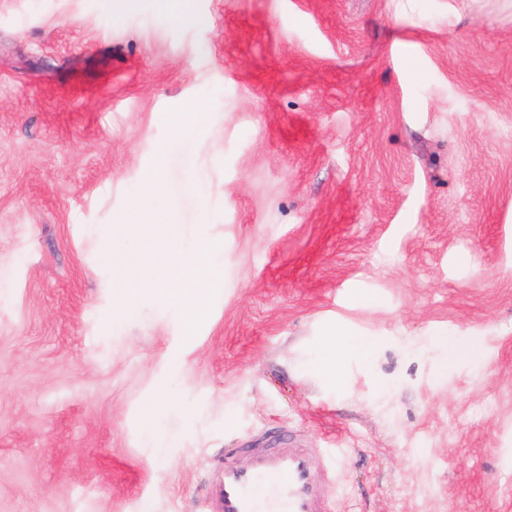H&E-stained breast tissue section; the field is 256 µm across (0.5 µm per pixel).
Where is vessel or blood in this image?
Listing matches in <instances>:
<instances>
[{
  "label": "vessel or blood",
  "instance_id": "obj_1",
  "mask_svg": "<svg viewBox=\"0 0 512 512\" xmlns=\"http://www.w3.org/2000/svg\"><path fill=\"white\" fill-rule=\"evenodd\" d=\"M224 451L212 491V512H334L333 478L324 476L306 448H256L236 463Z\"/></svg>",
  "mask_w": 512,
  "mask_h": 512
}]
</instances>
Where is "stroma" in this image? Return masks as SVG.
Masks as SVG:
<instances>
[{"label": "stroma", "mask_w": 512, "mask_h": 512, "mask_svg": "<svg viewBox=\"0 0 512 512\" xmlns=\"http://www.w3.org/2000/svg\"><path fill=\"white\" fill-rule=\"evenodd\" d=\"M184 4L0 0V512H210L286 445L344 449L335 512H512V0ZM156 170L211 272L129 305ZM166 200V190L160 173L156 172L143 184L140 195L134 200L130 210L131 217L120 223L121 226L112 230L113 238L114 236L126 237L132 233L139 235L142 227L139 224H171ZM144 218L152 220L145 223L142 222ZM325 343L333 352L342 357L355 356L364 363L370 364L374 354V347L369 341L353 330L336 328L325 335ZM162 404L158 405L153 413H149V429L154 447L165 448L172 439V435L162 423Z\"/></svg>", "instance_id": "stroma-1"}]
</instances>
